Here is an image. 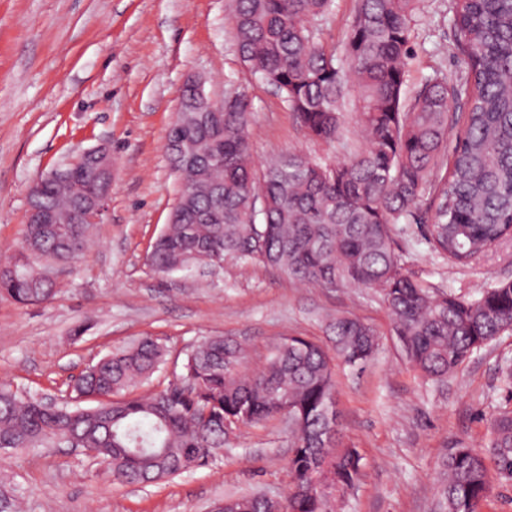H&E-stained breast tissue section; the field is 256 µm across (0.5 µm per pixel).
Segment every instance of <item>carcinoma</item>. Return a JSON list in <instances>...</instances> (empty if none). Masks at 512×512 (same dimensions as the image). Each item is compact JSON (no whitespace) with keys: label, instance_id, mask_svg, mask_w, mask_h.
<instances>
[{"label":"carcinoma","instance_id":"cac0c4a2","mask_svg":"<svg viewBox=\"0 0 512 512\" xmlns=\"http://www.w3.org/2000/svg\"><path fill=\"white\" fill-rule=\"evenodd\" d=\"M420 0H355L341 50L317 38L333 0H233L235 51L274 88L306 137L345 144V114L357 113L365 141L345 164L299 151L257 167L249 127L252 98L224 94V111L199 114L186 88L168 133L179 178L178 218L166 224L147 260L166 278L225 258L256 260L317 288L376 290L407 358L423 376L443 381L470 356L512 332V281L475 295L415 279L395 247L394 226L421 224L438 254L467 265L512 235V0H453L455 45L466 67L453 79L436 74L408 99L410 41ZM455 144L448 147V136ZM75 159L67 181L39 185L40 204L59 218L91 188ZM433 199L426 215L422 199ZM92 224L25 226L0 256V298L38 304L55 295L44 263L73 262ZM332 346L300 336L273 343L262 367L247 371L249 348L206 336L173 361L178 384L139 395L168 363L152 336L113 349L77 377L53 406L0 385V450L53 445L70 438L91 448L115 481L147 485L205 466L246 426L280 417L293 433L291 487L282 499L264 493L222 499L216 512H333L360 476V456L337 443L336 362L356 368L379 347L375 330L355 316L329 320ZM482 452L455 443L444 462L441 512H478L488 493L486 460L512 484V409L489 423ZM18 490L0 481V512H20Z\"/></svg>","mask_w":512,"mask_h":512}]
</instances>
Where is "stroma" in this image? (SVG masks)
<instances>
[{
  "mask_svg": "<svg viewBox=\"0 0 512 512\" xmlns=\"http://www.w3.org/2000/svg\"><path fill=\"white\" fill-rule=\"evenodd\" d=\"M450 4L421 2L407 94L434 72L465 67ZM192 75L217 102L228 85L248 90L255 163L297 150L342 164L362 145L353 132L329 153L305 136L276 91L240 61L232 0H0V251L20 240L28 191L42 173L99 145L111 148L114 162L104 220L90 249L58 269L54 300H0V383L41 396L61 392L89 362L144 335L174 357L203 337L231 336L250 345L255 370L281 337L325 345L328 315H353L375 329L380 345L364 368L336 367L341 444L361 457L339 512H434L448 447H488L491 416L512 408L500 381L501 367L512 364V333L436 383L408 361L372 289L312 288L233 258L214 274H154L147 252L178 190L167 135ZM394 237L407 271L433 287L470 295L512 280V240L456 266L432 251L420 225H397ZM289 444L287 424L274 418L241 429L233 450L207 466L145 486L118 484L106 464L65 447L0 452V473L24 496L26 512H209L228 496H284Z\"/></svg>",
  "mask_w": 512,
  "mask_h": 512,
  "instance_id": "35a3bbf8",
  "label": "stroma"
}]
</instances>
